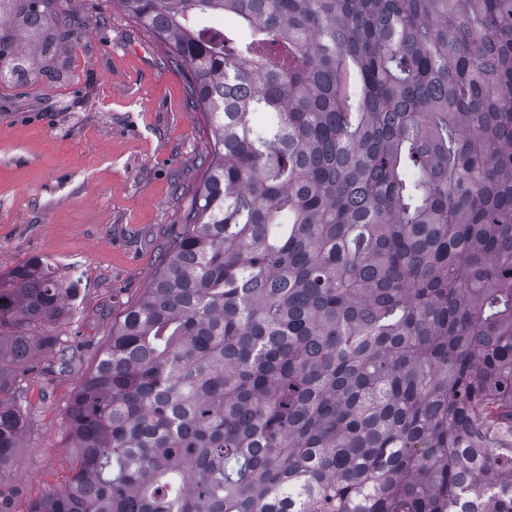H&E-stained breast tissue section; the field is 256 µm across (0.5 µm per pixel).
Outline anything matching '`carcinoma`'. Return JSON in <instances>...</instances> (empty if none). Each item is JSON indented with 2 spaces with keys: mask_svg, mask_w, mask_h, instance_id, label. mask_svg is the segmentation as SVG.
<instances>
[{
  "mask_svg": "<svg viewBox=\"0 0 512 512\" xmlns=\"http://www.w3.org/2000/svg\"><path fill=\"white\" fill-rule=\"evenodd\" d=\"M65 2L0 0V82L61 56ZM116 3L187 70L209 150L30 512H512V0ZM77 285L0 275V475L8 377L57 343L27 330Z\"/></svg>",
  "mask_w": 512,
  "mask_h": 512,
  "instance_id": "carcinoma-1",
  "label": "carcinoma"
}]
</instances>
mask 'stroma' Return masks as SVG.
Listing matches in <instances>:
<instances>
[{
    "label": "stroma",
    "mask_w": 512,
    "mask_h": 512,
    "mask_svg": "<svg viewBox=\"0 0 512 512\" xmlns=\"http://www.w3.org/2000/svg\"><path fill=\"white\" fill-rule=\"evenodd\" d=\"M53 22L67 77L0 83V274L42 257L81 284L73 317L33 330L58 337L72 368L46 346L13 372L29 406L23 446L0 475L10 512L70 476L69 399L113 321L143 297L208 148L184 72L115 0H69Z\"/></svg>",
    "instance_id": "stroma-1"
}]
</instances>
